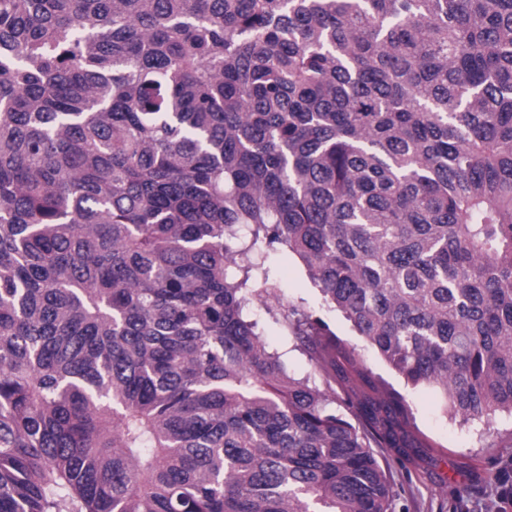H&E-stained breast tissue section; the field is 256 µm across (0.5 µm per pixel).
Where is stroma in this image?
Returning a JSON list of instances; mask_svg holds the SVG:
<instances>
[{
    "label": "stroma",
    "mask_w": 512,
    "mask_h": 512,
    "mask_svg": "<svg viewBox=\"0 0 512 512\" xmlns=\"http://www.w3.org/2000/svg\"><path fill=\"white\" fill-rule=\"evenodd\" d=\"M272 262L288 301L313 310L340 340L358 343L341 313L323 306L318 289L293 255L280 253ZM251 313L268 347L280 355L288 371L298 376L310 372L307 355L264 308L253 305ZM368 365L388 388L405 398L415 425L430 443L418 458L399 456L389 448L374 449L395 494V512H498V476L504 468L512 469V414L497 412L486 424L463 421L444 411L434 391L407 385L376 354H369Z\"/></svg>",
    "instance_id": "stroma-1"
}]
</instances>
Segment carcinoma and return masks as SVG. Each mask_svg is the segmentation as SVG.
I'll use <instances>...</instances> for the list:
<instances>
[{
  "instance_id": "obj_1",
  "label": "carcinoma",
  "mask_w": 512,
  "mask_h": 512,
  "mask_svg": "<svg viewBox=\"0 0 512 512\" xmlns=\"http://www.w3.org/2000/svg\"><path fill=\"white\" fill-rule=\"evenodd\" d=\"M279 252L512 414V0H0V512H393L430 444ZM275 265L280 288L285 299L313 310L329 323L336 337L344 342L361 344L355 336L351 324L337 311H331L322 305L318 289L311 283L299 261L291 254L279 253L271 258ZM253 318L259 322V329L268 347L281 356L288 371L296 376L310 372L311 365L306 354L295 347L292 336H285L279 324L265 312L260 304L251 306Z\"/></svg>"
}]
</instances>
